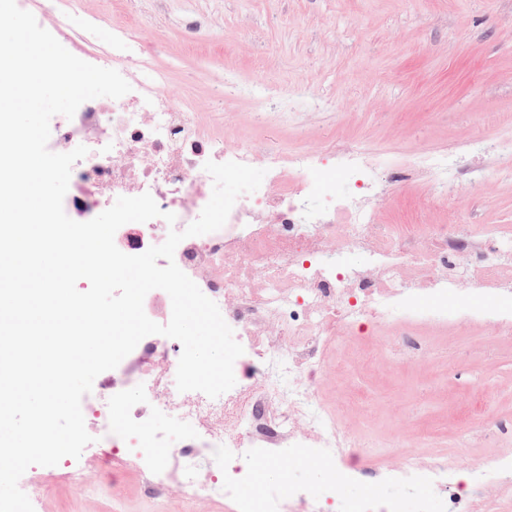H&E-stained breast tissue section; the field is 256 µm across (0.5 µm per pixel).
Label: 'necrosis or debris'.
<instances>
[{"mask_svg": "<svg viewBox=\"0 0 512 512\" xmlns=\"http://www.w3.org/2000/svg\"><path fill=\"white\" fill-rule=\"evenodd\" d=\"M38 24L78 58L118 71L132 90L118 99L84 102L73 118H53L50 151L86 146L72 167L69 217L93 219L119 196L150 193L162 214L121 226L117 248L138 255L169 230H184L209 201L207 161H236L265 168L260 188L241 195L218 231L184 239L174 260L219 307L244 353L234 363L235 386L218 398L181 392L175 376L181 347L145 337L117 367L111 394L93 396L82 413L96 439L80 458H63L50 471L67 487H87L100 459L135 475L149 498L172 497L173 512L198 504L229 505L232 512H402L400 503L373 497L348 499L337 509L333 486L312 495L305 484L271 483L241 493V473L257 463L289 458L322 463L328 471L404 483L420 489L415 512H512V448L474 457L405 452L361 454L371 431L342 421L320 385L345 358L329 360L328 345L346 349L363 337L361 364L376 365L379 346L430 351L437 332L467 335L483 328L498 344L512 343V252L501 247L496 225L404 224L384 215L387 182L402 183L413 202L430 211L481 176L459 178L455 158L422 149L403 154L379 180L382 154L372 148L314 151L280 141L269 147L224 129L191 103L159 90L151 73L133 71L132 56L151 55L129 28H100L93 44L68 26ZM348 178L336 188L337 172ZM176 216L168 224L164 213ZM489 305L474 306V296ZM401 318L383 327L388 312ZM175 418L173 427L140 436L147 419ZM42 466L24 482L33 505L45 492ZM466 471L465 490L456 476Z\"/></svg>", "mask_w": 512, "mask_h": 512, "instance_id": "necrosis-or-debris-1", "label": "necrosis or debris"}]
</instances>
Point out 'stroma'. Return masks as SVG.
Listing matches in <instances>:
<instances>
[{"mask_svg": "<svg viewBox=\"0 0 512 512\" xmlns=\"http://www.w3.org/2000/svg\"><path fill=\"white\" fill-rule=\"evenodd\" d=\"M78 11L107 27H134L140 42L159 46L152 65L165 72L161 90L193 99L213 122L246 130L252 104L224 95L234 75L261 88L302 85V97L280 98L295 115L280 141L297 136L313 149L359 143L413 151L427 146L455 154L460 170H478L487 188L448 201L449 217L466 224L512 226V182H500L501 161L461 146V133L485 136L489 122L512 132V0H79ZM484 334L450 341L426 356L384 348L372 372L351 357L346 373L329 375L328 400L361 390L366 402L351 421L370 418L385 438L414 444L436 430L427 454H445L447 427L463 429L476 401L492 416L512 417V345L492 364L474 360ZM493 435L455 451L461 459L500 447ZM340 498L395 499L413 512L415 491L363 480L338 486ZM41 512H111L104 493L90 496L49 486Z\"/></svg>", "mask_w": 512, "mask_h": 512, "instance_id": "obj_1", "label": "stroma"}]
</instances>
